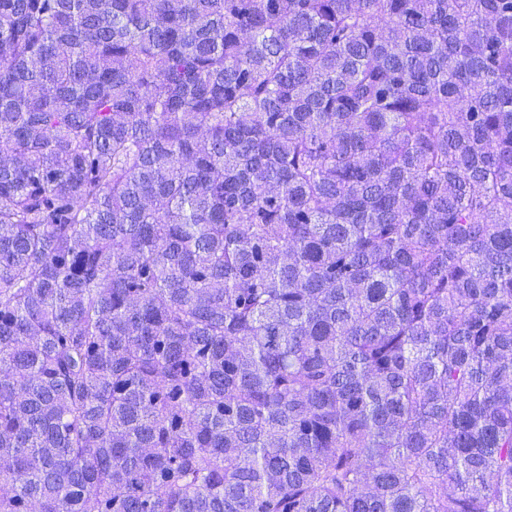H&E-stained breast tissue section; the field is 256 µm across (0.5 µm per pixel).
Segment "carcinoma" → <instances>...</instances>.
Returning a JSON list of instances; mask_svg holds the SVG:
<instances>
[{
	"mask_svg": "<svg viewBox=\"0 0 512 512\" xmlns=\"http://www.w3.org/2000/svg\"><path fill=\"white\" fill-rule=\"evenodd\" d=\"M0 512H512V0H0Z\"/></svg>",
	"mask_w": 512,
	"mask_h": 512,
	"instance_id": "cac0c4a2",
	"label": "carcinoma"
}]
</instances>
